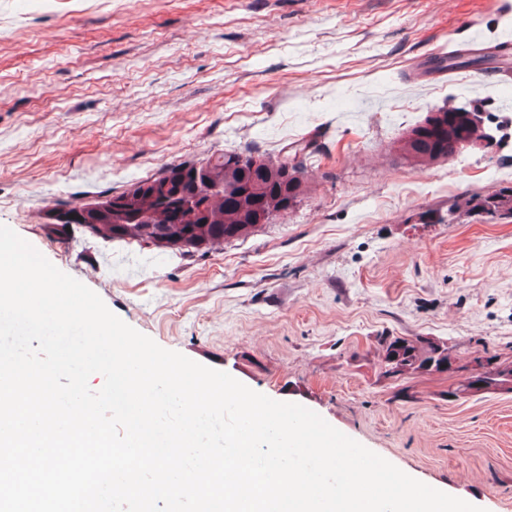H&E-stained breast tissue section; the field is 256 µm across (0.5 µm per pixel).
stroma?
Returning <instances> with one entry per match:
<instances>
[{
	"instance_id": "35a3bbf8",
	"label": "stroma",
	"mask_w": 512,
	"mask_h": 512,
	"mask_svg": "<svg viewBox=\"0 0 512 512\" xmlns=\"http://www.w3.org/2000/svg\"><path fill=\"white\" fill-rule=\"evenodd\" d=\"M512 35V0H0V224L159 346L301 404L417 480L512 512V393L380 374L375 336L512 359V217L449 221L512 186V76L425 79L428 51ZM501 140L423 169L391 142L434 109ZM313 134L308 195L249 236L180 256L64 240L59 201L184 160L276 159Z\"/></svg>"
}]
</instances>
